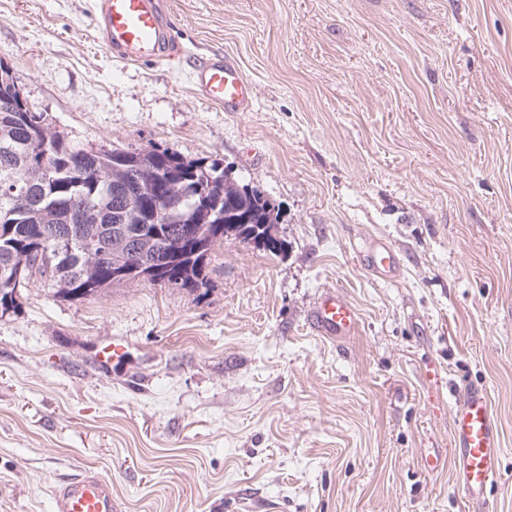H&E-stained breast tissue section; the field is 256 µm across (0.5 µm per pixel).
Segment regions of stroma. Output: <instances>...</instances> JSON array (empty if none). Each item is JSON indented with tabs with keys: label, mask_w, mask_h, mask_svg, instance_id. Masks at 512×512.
Wrapping results in <instances>:
<instances>
[{
	"label": "stroma",
	"mask_w": 512,
	"mask_h": 512,
	"mask_svg": "<svg viewBox=\"0 0 512 512\" xmlns=\"http://www.w3.org/2000/svg\"><path fill=\"white\" fill-rule=\"evenodd\" d=\"M94 2L0 0L30 108L81 148L220 160L278 207L283 248L225 240L202 297L21 288L0 316V512H50L87 467L122 512H474L450 434L469 383L512 512V0H161L187 53L238 63L247 112L196 95L189 65L113 58ZM371 237L397 278L360 265ZM327 287L359 312L342 342L309 324Z\"/></svg>",
	"instance_id": "1"
}]
</instances>
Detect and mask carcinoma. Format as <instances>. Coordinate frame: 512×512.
Instances as JSON below:
<instances>
[{
    "mask_svg": "<svg viewBox=\"0 0 512 512\" xmlns=\"http://www.w3.org/2000/svg\"><path fill=\"white\" fill-rule=\"evenodd\" d=\"M213 180L177 204L203 172ZM270 200L238 186L217 159L186 160L167 148L137 151L78 148L32 111L10 67L0 61V291L16 266L52 283L70 300L95 297L114 283L119 252L135 247L155 269L144 280L188 292L208 284L215 247L229 237L263 249L282 244L241 214L266 213ZM79 237L68 238L69 229ZM112 245V261L93 257L90 244Z\"/></svg>",
    "mask_w": 512,
    "mask_h": 512,
    "instance_id": "1",
    "label": "carcinoma"
}]
</instances>
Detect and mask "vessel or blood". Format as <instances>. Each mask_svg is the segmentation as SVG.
I'll use <instances>...</instances> for the list:
<instances>
[{"label":"vessel or blood","mask_w":512,"mask_h":512,"mask_svg":"<svg viewBox=\"0 0 512 512\" xmlns=\"http://www.w3.org/2000/svg\"><path fill=\"white\" fill-rule=\"evenodd\" d=\"M96 29L113 57L140 61L149 59L174 64L181 49L173 42L160 0H96ZM199 95L228 112L250 109L254 88L238 64L218 55L199 60L192 72ZM368 270L385 278L400 269L396 250L380 239L366 240L358 255ZM310 326L317 335L344 340L358 331L356 308L336 289L321 290L312 302ZM451 433L456 449V476L466 498L479 512H487L491 487L500 479L502 441L484 387H467L451 414ZM51 512H119L112 498V482L97 470L83 469L50 488Z\"/></svg>","instance_id":"obj_1"}]
</instances>
